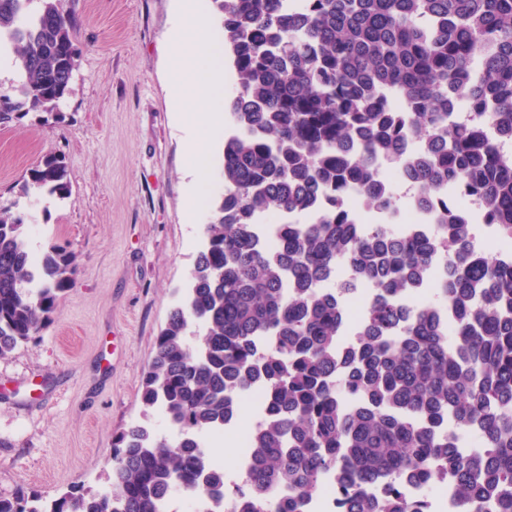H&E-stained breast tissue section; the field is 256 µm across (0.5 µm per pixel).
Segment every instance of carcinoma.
<instances>
[{
	"mask_svg": "<svg viewBox=\"0 0 512 512\" xmlns=\"http://www.w3.org/2000/svg\"><path fill=\"white\" fill-rule=\"evenodd\" d=\"M208 2L238 80L224 192L142 390L179 436L132 424L106 488L49 502L21 491L0 497V512H163L176 489L208 494L207 512H306L326 475L338 512H435L407 496L406 478L451 485L456 512H512V258L476 255L456 207L478 197L512 239V163L494 139L448 124L460 104L512 131V0ZM6 47L19 79L0 94L1 127L25 106L55 107L78 66L55 0H0ZM380 159L417 187L432 235L356 224L352 197L381 212L397 204ZM27 189L64 198V161L44 156ZM274 212L306 218L280 225L275 250L259 228ZM438 252L446 321L433 303L409 305ZM343 263L370 290L345 350L344 301L315 288ZM75 268L62 246L34 259L25 224L0 212V356L39 333ZM254 387L265 411L229 496L207 435ZM471 431L482 447H459Z\"/></svg>",
	"mask_w": 512,
	"mask_h": 512,
	"instance_id": "carcinoma-1",
	"label": "carcinoma"
}]
</instances>
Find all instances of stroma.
I'll return each instance as SVG.
<instances>
[{
    "instance_id": "stroma-1",
    "label": "stroma",
    "mask_w": 512,
    "mask_h": 512,
    "mask_svg": "<svg viewBox=\"0 0 512 512\" xmlns=\"http://www.w3.org/2000/svg\"><path fill=\"white\" fill-rule=\"evenodd\" d=\"M176 4L56 0L80 53L70 91L0 127V209L22 218L33 253L59 244L77 262L36 338L0 357V496L102 489L120 431L168 433L141 384L224 190L213 170L187 220L186 130L169 100ZM50 153L66 162L67 197L22 193Z\"/></svg>"
}]
</instances>
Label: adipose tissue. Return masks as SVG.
<instances>
[{"label":"adipose tissue","mask_w":512,"mask_h":512,"mask_svg":"<svg viewBox=\"0 0 512 512\" xmlns=\"http://www.w3.org/2000/svg\"><path fill=\"white\" fill-rule=\"evenodd\" d=\"M170 44L171 107L189 130L186 209L192 216L210 184L207 146L220 127L219 94L224 82L220 38L211 27L203 0H179Z\"/></svg>","instance_id":"obj_1"}]
</instances>
